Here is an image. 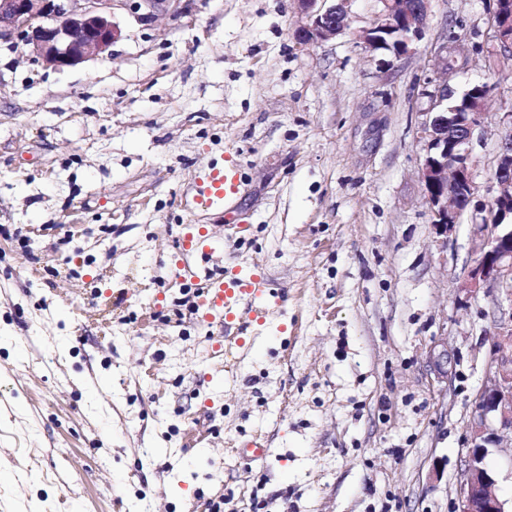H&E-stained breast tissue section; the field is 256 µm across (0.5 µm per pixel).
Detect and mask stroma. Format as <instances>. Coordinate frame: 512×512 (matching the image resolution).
Here are the masks:
<instances>
[{"label": "stroma", "instance_id": "35a3bbf8", "mask_svg": "<svg viewBox=\"0 0 512 512\" xmlns=\"http://www.w3.org/2000/svg\"><path fill=\"white\" fill-rule=\"evenodd\" d=\"M181 8L117 11L111 56L64 70L0 46V512H454L500 313L460 290L480 240L437 236L419 129L427 85L492 86L491 185L493 0H430L401 57L299 42L293 0ZM230 162L237 193L197 206ZM188 224L220 244L191 266H258L281 300L243 345L171 279ZM440 63L445 72L464 68L468 63L469 48L455 40L440 48Z\"/></svg>", "mask_w": 512, "mask_h": 512}]
</instances>
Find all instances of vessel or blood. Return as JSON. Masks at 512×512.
<instances>
[{
    "instance_id": "1",
    "label": "vessel or blood",
    "mask_w": 512,
    "mask_h": 512,
    "mask_svg": "<svg viewBox=\"0 0 512 512\" xmlns=\"http://www.w3.org/2000/svg\"><path fill=\"white\" fill-rule=\"evenodd\" d=\"M238 183L235 166L216 167L205 177L200 194L208 206L220 207L235 194ZM181 247L189 254L204 257L214 251L215 244L206 234L198 232L186 234ZM199 303L208 317L227 325L238 324L246 330L274 313L279 298L261 271L228 266L208 274Z\"/></svg>"
}]
</instances>
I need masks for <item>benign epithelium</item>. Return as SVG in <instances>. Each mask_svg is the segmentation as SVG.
Segmentation results:
<instances>
[{
    "label": "benign epithelium",
    "mask_w": 512,
    "mask_h": 512,
    "mask_svg": "<svg viewBox=\"0 0 512 512\" xmlns=\"http://www.w3.org/2000/svg\"><path fill=\"white\" fill-rule=\"evenodd\" d=\"M179 0H0V45L10 48L21 43L35 63L63 69L111 54L121 38L115 10L125 9L143 25L159 14L177 15ZM302 25L296 37L303 43L325 40L340 34L355 36L365 50H384L380 33L396 35L392 53L400 57L422 37L428 17L429 0H377L381 4L370 26L353 28L347 7L351 0H294ZM489 53H512V3L499 0L491 17ZM469 48L455 40L440 48L445 71L464 68ZM480 95L448 112V85L427 93L428 111L420 126L425 158L422 180L433 215L436 233L445 237L465 215L480 238L462 290L469 296L480 291L494 293L496 302L509 305L508 316L500 317L497 339L487 367L489 381L475 396L471 424V446L467 450L463 480L456 512H512L507 502L493 491L494 477L485 465L488 448L512 434V109L502 113L505 129L494 158L493 178L497 194L487 202L478 200L474 175L472 140L481 125L484 102L492 87L481 85Z\"/></svg>",
    "instance_id": "benign-epithelium-1"
}]
</instances>
